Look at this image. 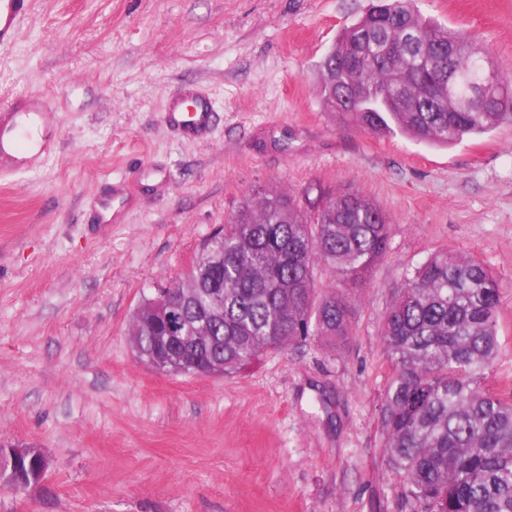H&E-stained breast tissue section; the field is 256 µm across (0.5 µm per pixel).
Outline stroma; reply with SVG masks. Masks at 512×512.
Listing matches in <instances>:
<instances>
[{"instance_id":"1","label":"stroma","mask_w":512,"mask_h":512,"mask_svg":"<svg viewBox=\"0 0 512 512\" xmlns=\"http://www.w3.org/2000/svg\"><path fill=\"white\" fill-rule=\"evenodd\" d=\"M371 0H33L0 47V98L41 94L55 145L0 181V443L41 449L42 487H0V512H411L379 405L384 317L408 274L448 250L501 290L488 382L512 393V113L453 147L371 133L327 111L318 64ZM512 72V0H414ZM193 86L213 130L163 121ZM120 222L97 224L105 182ZM265 187L354 189L389 247L346 290L349 337H317L230 376L138 359L133 314L182 282L203 244Z\"/></svg>"}]
</instances>
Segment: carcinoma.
<instances>
[{
	"instance_id": "1",
	"label": "carcinoma",
	"mask_w": 512,
	"mask_h": 512,
	"mask_svg": "<svg viewBox=\"0 0 512 512\" xmlns=\"http://www.w3.org/2000/svg\"><path fill=\"white\" fill-rule=\"evenodd\" d=\"M318 68L327 110L374 134L452 147L512 111V74L460 30L418 15L412 0H377ZM389 234L387 215L359 191L328 195L314 216L283 193L243 202L192 274L168 287L186 324L169 359L231 374L309 336L345 340L349 301L334 289L316 298L315 266L343 283L364 278ZM499 306V284L483 263L442 251L406 279L385 316L393 372L379 416L412 512H512V396L487 383ZM131 337L138 358L161 353L156 300L137 307Z\"/></svg>"
}]
</instances>
